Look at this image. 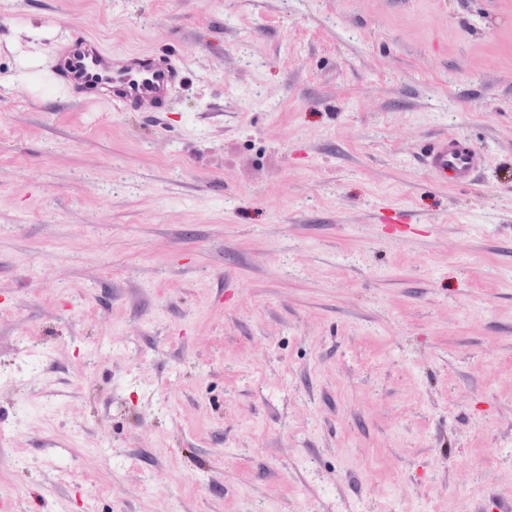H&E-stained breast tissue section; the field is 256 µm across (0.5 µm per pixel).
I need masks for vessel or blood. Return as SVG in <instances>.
<instances>
[{
    "label": "vessel or blood",
    "instance_id": "1",
    "mask_svg": "<svg viewBox=\"0 0 512 512\" xmlns=\"http://www.w3.org/2000/svg\"><path fill=\"white\" fill-rule=\"evenodd\" d=\"M51 77L78 103L104 101L123 112H162L183 80V67L173 54L115 52L75 31L59 43ZM423 164L441 184L468 186L483 158L467 137H443L426 151Z\"/></svg>",
    "mask_w": 512,
    "mask_h": 512
}]
</instances>
